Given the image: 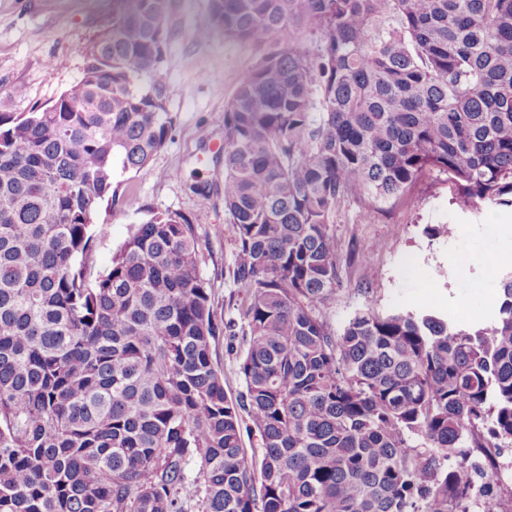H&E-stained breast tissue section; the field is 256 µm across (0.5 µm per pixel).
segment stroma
<instances>
[{"instance_id":"35a3bbf8","label":"stroma","mask_w":512,"mask_h":512,"mask_svg":"<svg viewBox=\"0 0 512 512\" xmlns=\"http://www.w3.org/2000/svg\"><path fill=\"white\" fill-rule=\"evenodd\" d=\"M111 19L112 0H0V113L45 108L72 89L83 75L86 43ZM210 24V0H171V138L145 169L122 177L115 202L98 206L94 221L107 233L96 239L88 267L91 275L102 273L149 211L183 214L195 226L199 273L214 310L237 322L245 294L229 273L235 242L226 229L218 153L224 109L258 54L217 29L200 39L199 30ZM440 224L456 225L455 237L429 236V228ZM330 231L340 280L326 311L334 332L367 303L382 313L428 307L476 322L489 315L498 288V270L483 258L512 237V210L457 209L447 174L433 169L406 195L379 207L343 200ZM364 243L370 249L363 254Z\"/></svg>"}]
</instances>
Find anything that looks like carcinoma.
<instances>
[{
  "label": "carcinoma",
  "instance_id": "obj_1",
  "mask_svg": "<svg viewBox=\"0 0 512 512\" xmlns=\"http://www.w3.org/2000/svg\"><path fill=\"white\" fill-rule=\"evenodd\" d=\"M260 51L224 110V212L248 330L224 335L183 214L93 278V215L171 137L170 0H113L75 92L0 114V512H493L512 451V271L492 314L355 310L335 333L338 204L512 209V0H210ZM263 452L248 458L241 413ZM420 438L418 450L409 440Z\"/></svg>",
  "mask_w": 512,
  "mask_h": 512
}]
</instances>
